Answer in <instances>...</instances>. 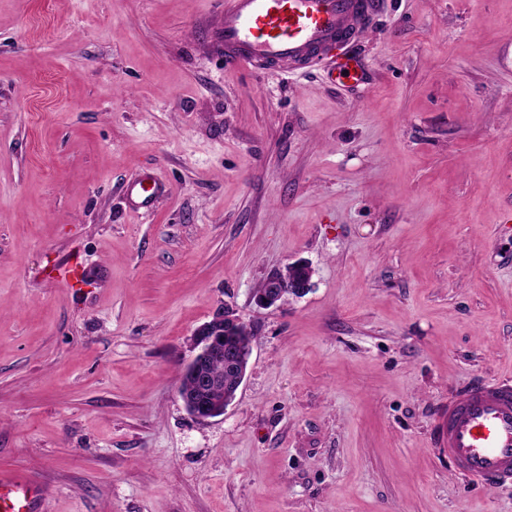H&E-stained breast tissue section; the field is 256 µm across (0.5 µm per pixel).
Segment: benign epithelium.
Returning <instances> with one entry per match:
<instances>
[{"mask_svg":"<svg viewBox=\"0 0 512 512\" xmlns=\"http://www.w3.org/2000/svg\"><path fill=\"white\" fill-rule=\"evenodd\" d=\"M312 274L311 266L303 261L290 263L282 269L271 272L268 275L269 290L255 297L256 304L270 308L278 305L287 296L304 295L309 290ZM227 324H243V320L228 307L200 328L195 335L196 353L189 361L187 368L194 393L208 395L211 402L207 407L202 408L193 397L187 394L182 397V400L187 410L201 421L224 415V411L229 406V403L224 401V386L207 371L209 362L213 359H225L233 367L243 364L242 358L235 352L226 351L219 345L218 333Z\"/></svg>","mask_w":512,"mask_h":512,"instance_id":"obj_1","label":"benign epithelium"}]
</instances>
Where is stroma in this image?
<instances>
[{
	"label": "stroma",
	"mask_w": 512,
	"mask_h": 512,
	"mask_svg": "<svg viewBox=\"0 0 512 512\" xmlns=\"http://www.w3.org/2000/svg\"><path fill=\"white\" fill-rule=\"evenodd\" d=\"M214 7L0 0V469L45 512H512L442 440L512 385V0H386L358 87L226 69ZM227 307L249 368L200 421L181 374ZM158 183L152 172L131 181L125 187V197L129 210L135 214H148L153 211L157 196ZM312 274L311 266L303 261L290 263L271 272L267 276L270 280L269 290L255 297L256 304L270 308L277 306L286 296L304 295L309 290Z\"/></svg>",
	"instance_id": "35a3bbf8"
}]
</instances>
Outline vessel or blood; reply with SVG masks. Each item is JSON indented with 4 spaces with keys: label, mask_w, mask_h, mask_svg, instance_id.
Listing matches in <instances>:
<instances>
[{
    "label": "vessel or blood",
    "mask_w": 512,
    "mask_h": 512,
    "mask_svg": "<svg viewBox=\"0 0 512 512\" xmlns=\"http://www.w3.org/2000/svg\"><path fill=\"white\" fill-rule=\"evenodd\" d=\"M384 0H221L215 42L224 64L248 69L275 65L286 71L324 63L340 78L363 83L352 47L380 13ZM158 183L152 172L125 188L129 210L153 211ZM443 438L449 460L481 484L512 482V387L472 385L448 408ZM35 482L0 472V512H41Z\"/></svg>",
    "instance_id": "1"
}]
</instances>
